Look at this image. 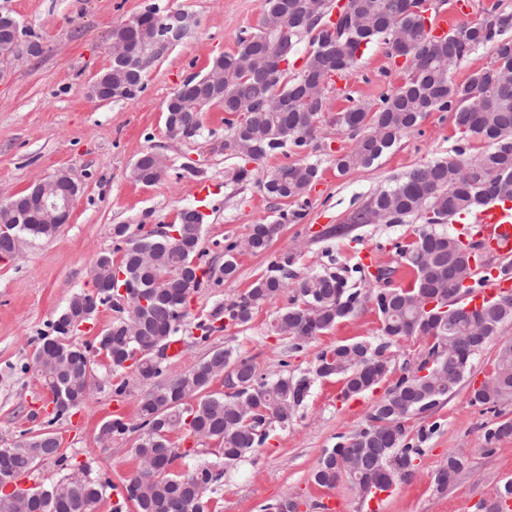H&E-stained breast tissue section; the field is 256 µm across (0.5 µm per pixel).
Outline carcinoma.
Masks as SVG:
<instances>
[{"label":"carcinoma","mask_w":512,"mask_h":512,"mask_svg":"<svg viewBox=\"0 0 512 512\" xmlns=\"http://www.w3.org/2000/svg\"><path fill=\"white\" fill-rule=\"evenodd\" d=\"M413 0H348L334 29L328 23V0H262L261 18L269 17L278 29L287 32L288 41L276 36L263 37L260 28L243 31L236 49L215 58L210 68L224 71V81L206 90L204 108L219 105L227 113L246 111L245 126L232 130L224 148L246 161L257 162L278 151L302 149L316 138L319 122L329 111L325 95L300 92L303 82L316 83L327 68L351 71L360 47L381 39L391 45L401 35L405 53L412 58L408 78L396 91L381 95L375 110L353 105L336 112L329 123L357 136L350 151L336 158L338 172L373 164L398 137L414 127L428 112H454L455 124L466 133L478 134L486 143L480 155L464 161L454 156L412 169L392 184L375 192L356 216L360 224L368 223L370 213L386 212L388 223L402 224L408 217H419L429 228L412 244L399 250L401 259L414 272L407 288L368 290L365 294L347 288V278L337 272H317L296 277L288 271L289 259L273 264L252 287L237 299L219 307L210 317L198 321L197 339L209 340L215 332L249 323L256 308L291 290L290 303L277 312L270 331L286 336L300 347L339 320L355 313L366 301L375 302L381 315L383 336L400 339L416 334L431 339L426 357L418 367L405 372L367 414V426L344 443L323 452L314 472V481L332 488L346 477L368 499L376 492L389 491L413 475L414 461L422 453L419 445L406 441L405 422L412 416L431 410L452 396L463 382L473 356L496 335L499 326L512 320V293L490 299L486 309L485 335H473L472 316L464 304L451 305L448 319L438 322L422 310L425 299L448 297L454 280L473 277L469 260L474 245L444 229L448 221L488 201L512 200V13L497 2L490 8L484 28L477 32L463 25L454 32L435 38L429 34L424 17L414 10ZM310 36V50L302 69L290 77L288 71L259 72L244 75L245 61L260 63L265 57L286 52L293 57L297 45ZM488 46L494 53V65L476 72L458 84L452 80L454 68L473 50ZM134 71L132 63L112 61V71L101 77L118 88L117 100L131 99L142 83L131 80L123 85L120 73ZM481 110L472 112L474 100ZM179 97L172 96L166 114L179 117L182 125L173 130L177 138L195 136L202 127V113L189 109L171 110ZM162 160L149 161L142 183L153 184L166 173ZM318 173L313 163L283 165L271 172L263 184L267 194L299 198L305 194ZM303 213L294 210L281 215L276 224H254L244 242L224 247L221 264L202 261L201 243L205 234L203 216L174 225L178 237L168 235L161 224L152 230L138 225H112L115 251L122 253L119 263L106 253L93 259L89 277L94 290L72 295L65 309L50 323L51 333L39 338L34 356L37 374L52 395L54 411L48 424L63 419L90 397L96 382L86 372L90 351H106L112 370L125 368L133 354L142 358L135 365L140 380L153 385L142 400L139 421L130 423L121 417L109 420L100 428V437L110 439L129 432H141L135 455L140 464L155 462L159 466L190 451L177 453L163 433L181 428L198 440H215L223 444L224 463L233 464L261 447L269 437L272 424L285 425L304 400L309 378L281 376L269 381L246 359H236L232 351L210 352L193 369L163 381L164 366L152 358L154 348H166L188 315V299L204 284L221 283L237 273L233 251L253 254L265 252L278 235L282 223L296 222ZM59 225L46 224L39 218L22 220L11 236L0 235V259L9 258L21 236L50 237ZM170 277V287H156L162 276ZM127 293L148 294L152 306L139 316L140 329L129 328V316L121 305L120 287ZM114 312L112 323L98 337V346L79 344L69 339L64 321L70 316L93 320L99 308ZM388 343L377 345L366 340L338 344L318 356L313 368L317 378L336 376L344 381L343 395L357 397L379 385L391 372L386 356ZM229 368L228 391H208L211 381ZM195 406L186 410L185 400ZM512 398V341L501 344L494 371L488 384L472 391V401L495 404ZM9 466L15 478L30 474L39 462L60 455V441L55 433L44 431L16 444ZM464 468V459L448 453L447 466L436 476V490L444 493L450 481ZM195 478L209 488L219 479L215 465L196 464ZM147 493L139 495L125 480L123 491L112 512H206L205 496L191 506L185 501L196 489L179 483L174 474L160 476L154 472L141 475ZM113 484L94 473L92 463L72 465L58 480L31 489L36 501L43 503L41 512H94ZM512 482L500 489L498 496L484 501L485 512H512Z\"/></svg>","instance_id":"cac0c4a2"}]
</instances>
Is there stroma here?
Segmentation results:
<instances>
[{
    "mask_svg": "<svg viewBox=\"0 0 512 512\" xmlns=\"http://www.w3.org/2000/svg\"><path fill=\"white\" fill-rule=\"evenodd\" d=\"M151 4L164 13L193 14L191 32L145 71L136 97L98 100L91 86L110 61L113 30ZM0 7L9 9L43 47L42 54L15 65L0 79V203L59 171L79 187L68 224L52 237L22 240L13 258L0 261V441L14 442L46 427L40 406L50 394L30 368L38 338L74 293L90 289L89 263L112 252L113 225L150 229L177 223L184 208L202 210L207 224L202 248L208 259L219 263L222 245L240 241L251 225L280 223L283 211L303 209V219L281 224L265 253H239L235 277L208 284L192 296L188 330L181 335L183 355L169 361L165 374L175 379L210 351L228 348L269 378H298L310 374L318 356L336 345L379 339L382 320L374 304L366 303L297 350L291 339L270 331L288 296L259 306L248 325L215 333L205 343L194 338L198 317L245 292L287 255L292 271L301 276L345 266L352 270L350 287L363 291L375 287L377 268L387 267L394 271L393 285L409 286L412 275L400 265L398 249L418 239L423 221L353 224L351 214L379 188L418 166L458 151L468 158L485 148L481 139L459 132L453 113L436 111L402 133L372 165L344 174L338 173L336 158L349 151L353 140L325 120L310 145L246 164L224 148L229 130L222 107L205 112L199 133L179 141L166 135L165 111L185 79L205 74L216 57L235 48L242 30L258 27L261 0H0ZM406 76L405 65L389 56L383 41H373L361 48L345 80L329 82L330 109L337 112L353 102L376 107L380 95L400 86ZM146 151L165 156L169 164L167 175L151 185L130 177L132 164ZM303 161L317 164L318 177L302 201L266 194L262 183L270 172ZM243 165L253 172L246 182L234 178ZM202 180L212 187L204 199L197 190ZM507 339L512 340L510 321L472 358L463 383L444 404L409 420L410 435L426 434L423 454L411 479L398 484L377 510H370L349 480L323 488L314 483L312 473L323 450L364 428L369 410L396 377L425 358L429 340L422 335L392 343L387 351L392 377L363 395L344 398L336 377L314 380L292 420L275 426L265 444L236 465L225 466L216 442L172 433L176 446L197 452L196 457L177 459L175 467L188 471L201 459L222 471L221 480L206 492L209 512H264L265 505L285 497L301 500L307 512H322V503L330 499L337 504L335 512H475L480 500L494 496L512 479V436L491 445L485 440L488 428L512 420V400L495 405L471 400L473 388L490 376L499 346ZM91 368L98 389L51 428L69 463L94 461L119 486L138 468V436L129 433L104 441L99 429L115 416L136 420L150 387L133 369L113 374L108 360L96 352ZM121 380L127 388L118 395L112 386ZM452 451L463 454L465 466L448 491L440 493L435 476Z\"/></svg>",
    "mask_w": 512,
    "mask_h": 512,
    "instance_id": "obj_1",
    "label": "stroma"
}]
</instances>
